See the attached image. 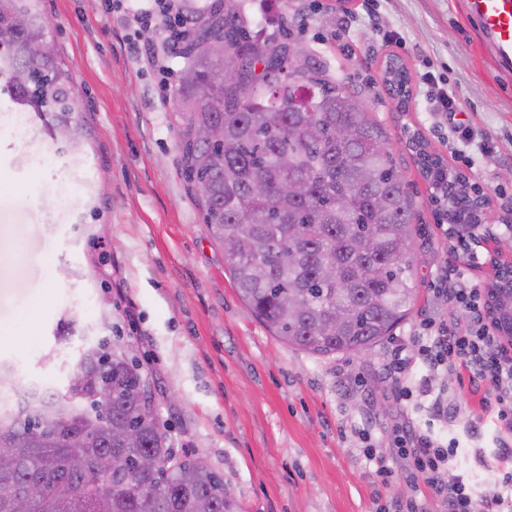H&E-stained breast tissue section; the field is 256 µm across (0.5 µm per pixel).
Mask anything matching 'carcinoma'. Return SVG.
Here are the masks:
<instances>
[{"instance_id": "carcinoma-1", "label": "carcinoma", "mask_w": 512, "mask_h": 512, "mask_svg": "<svg viewBox=\"0 0 512 512\" xmlns=\"http://www.w3.org/2000/svg\"><path fill=\"white\" fill-rule=\"evenodd\" d=\"M180 37L178 147L184 179L224 254L250 312L282 342L330 356L368 350L409 314L410 246L416 212L364 102L310 52L298 58L279 33L256 30L244 0H213L190 11ZM41 0H0V112L26 109L33 136L61 143L76 161L87 127L83 101L55 55H44ZM410 80L390 61L383 83L404 104ZM353 127L346 139L341 129ZM207 127L211 138L199 140ZM438 223L467 225L468 179L408 135ZM301 184L298 195L281 186ZM112 390L99 406L98 393ZM155 385L119 341L86 349L65 392L33 390L0 402V443L15 466L0 468V512H237L224 478L173 448L159 425ZM138 432L129 448L118 431ZM88 438L84 462L65 465L68 442ZM150 456V472L139 467ZM42 487L31 500L27 490Z\"/></svg>"}]
</instances>
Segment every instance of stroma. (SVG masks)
Returning a JSON list of instances; mask_svg holds the SVG:
<instances>
[{
	"label": "stroma",
	"instance_id": "1",
	"mask_svg": "<svg viewBox=\"0 0 512 512\" xmlns=\"http://www.w3.org/2000/svg\"><path fill=\"white\" fill-rule=\"evenodd\" d=\"M253 26L294 22L300 40L330 71L350 78L384 128L413 194L410 316L370 351L319 357L288 347L247 310L187 190L177 144L175 91L182 68L164 26L144 29L127 0H42L46 36L85 101L90 138L79 162L43 136L22 143L0 132V366L18 390L63 391L84 349L121 340L157 388L156 407L176 449L224 478L239 512H393L415 497L440 506L411 460L392 454L402 420L452 448L449 475L473 496L496 476L512 432L493 385L476 389L465 371L397 374L395 357L417 358L414 338L430 320L458 331L468 316L449 305L454 269L487 286L495 269L468 267L450 250L430 190L406 146L419 131L450 167L483 186L489 221L512 218V67L501 68L466 0H246ZM397 55L411 78L406 112L382 88ZM456 91L486 150L458 153L446 113L426 97L427 79ZM75 170L76 189L59 199L57 165ZM77 329L66 342L63 321ZM413 396L397 403L395 383ZM448 419L431 415L435 398ZM388 449L394 476L382 482L366 447Z\"/></svg>",
	"mask_w": 512,
	"mask_h": 512
}]
</instances>
